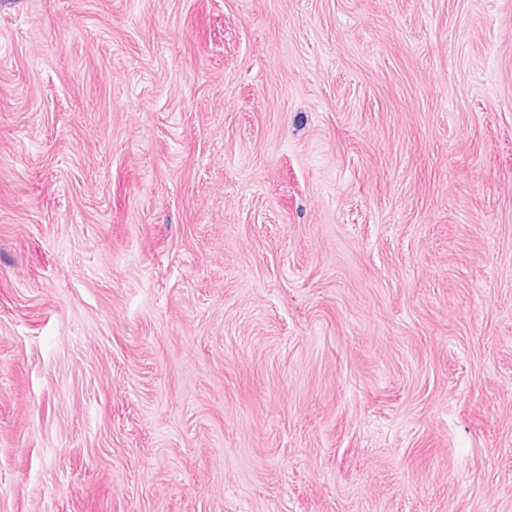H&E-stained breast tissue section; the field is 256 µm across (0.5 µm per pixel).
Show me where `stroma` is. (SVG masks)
<instances>
[{"mask_svg": "<svg viewBox=\"0 0 512 512\" xmlns=\"http://www.w3.org/2000/svg\"><path fill=\"white\" fill-rule=\"evenodd\" d=\"M0 512H512V0H0Z\"/></svg>", "mask_w": 512, "mask_h": 512, "instance_id": "stroma-1", "label": "stroma"}]
</instances>
